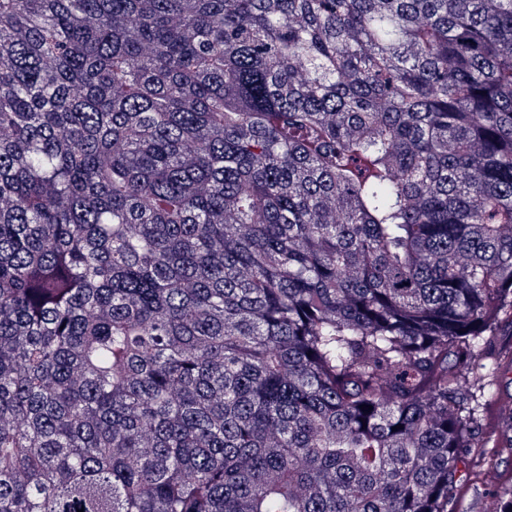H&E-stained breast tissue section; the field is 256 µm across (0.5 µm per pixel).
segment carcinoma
Returning a JSON list of instances; mask_svg holds the SVG:
<instances>
[{
	"mask_svg": "<svg viewBox=\"0 0 512 512\" xmlns=\"http://www.w3.org/2000/svg\"><path fill=\"white\" fill-rule=\"evenodd\" d=\"M511 374L512 0H0V512H512Z\"/></svg>",
	"mask_w": 512,
	"mask_h": 512,
	"instance_id": "obj_1",
	"label": "carcinoma"
}]
</instances>
